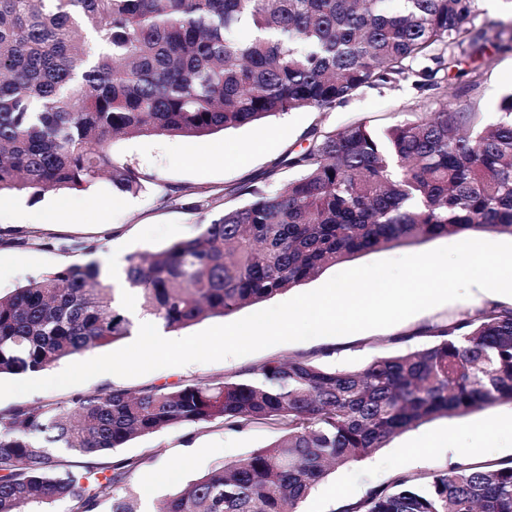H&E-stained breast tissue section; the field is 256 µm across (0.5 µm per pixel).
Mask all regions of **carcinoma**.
Segmentation results:
<instances>
[{"mask_svg": "<svg viewBox=\"0 0 512 512\" xmlns=\"http://www.w3.org/2000/svg\"><path fill=\"white\" fill-rule=\"evenodd\" d=\"M475 0H0V192L41 198L101 178L138 194L153 178L117 138L204 139L415 75L431 89L481 52ZM428 61L416 71L412 64ZM443 107L381 133L363 121L312 130L283 163L297 176L249 195L124 268L168 332L257 305L363 253L474 232L512 235V93L496 123ZM95 261L0 295V376L36 373L131 335ZM512 402V309H477L419 348L357 369L304 359L249 372L78 394L0 410V512H143L126 487L142 460L91 462L131 440L215 421L280 436L221 463L154 512H301L332 470L442 416ZM341 512H512V462L406 478Z\"/></svg>", "mask_w": 512, "mask_h": 512, "instance_id": "1", "label": "carcinoma"}]
</instances>
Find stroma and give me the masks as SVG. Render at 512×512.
<instances>
[{
  "label": "stroma",
  "instance_id": "1",
  "mask_svg": "<svg viewBox=\"0 0 512 512\" xmlns=\"http://www.w3.org/2000/svg\"><path fill=\"white\" fill-rule=\"evenodd\" d=\"M477 72V91L462 94L464 75ZM512 92V51L488 49L485 56L460 55L449 70L440 94L421 88L416 78L362 88L336 107L288 112L257 125L228 130L201 140L181 137H138L114 141L112 151L120 160L153 175L155 185L137 195L121 194L108 180L79 192H49L38 201L16 197L15 207H0V293L8 294L28 280L58 266L98 262L110 284L124 285L128 255L155 251L197 233L200 220L211 211H193L189 205L199 195H209L217 208H236L244 197L232 187L255 184L272 191L292 178L281 159L307 147L310 129L338 130L362 120L377 131L415 119L423 112L446 106L476 113L481 124L494 123L502 98ZM173 187L165 196L158 183ZM454 237H436L393 249L371 251L329 266L318 277L300 285V292L322 286L335 274L378 260L395 259L454 244ZM472 299L435 306L388 328L372 329L341 339L325 336L302 342L277 344L242 357L212 363H191L154 370L137 377L96 376L82 384L36 391L0 399V409L50 400L65 405L77 394L122 386L136 391L146 386L186 383L218 378L255 369L273 359L308 358L331 368L355 369L382 351H400L427 343L426 331L435 324L455 321L473 311ZM512 415V403L477 408L461 416L434 419L390 439L384 448L362 460L337 468L302 504V512H339L373 489L396 478L424 479L448 469L456 456L470 465L512 462V434L502 430V418ZM275 436L268 427L229 430L223 424L167 430L130 441L119 449L122 457L141 459V466L127 485L141 483L161 467L178 469L175 481L156 485L154 499L186 487L215 465L247 457ZM447 438L448 445L415 462L409 450L421 437ZM193 447L183 459L185 447Z\"/></svg>",
  "mask_w": 512,
  "mask_h": 512
}]
</instances>
